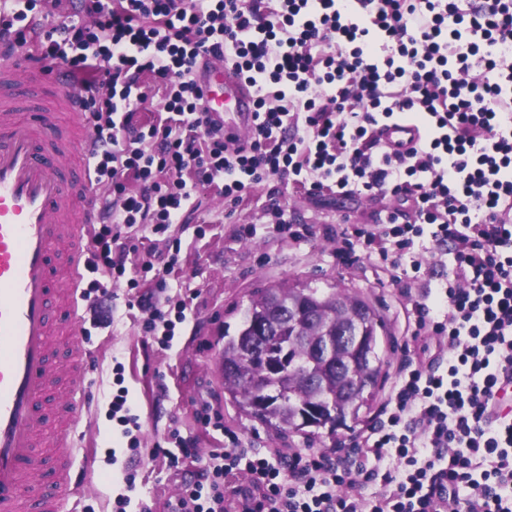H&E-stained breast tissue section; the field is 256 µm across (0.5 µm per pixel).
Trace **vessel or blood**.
<instances>
[{
  "label": "vessel or blood",
  "instance_id": "vessel-or-blood-1",
  "mask_svg": "<svg viewBox=\"0 0 512 512\" xmlns=\"http://www.w3.org/2000/svg\"><path fill=\"white\" fill-rule=\"evenodd\" d=\"M194 81L225 135L256 123L254 93L235 69L201 60ZM58 85L42 103L44 83ZM76 90L24 53L0 56V512H65L76 495L73 459L55 463V481L38 476L44 449L74 447L89 404L91 352H71L67 377L54 361L56 338L77 336L86 272L87 228L95 199ZM418 125L383 127V143L412 146Z\"/></svg>",
  "mask_w": 512,
  "mask_h": 512
}]
</instances>
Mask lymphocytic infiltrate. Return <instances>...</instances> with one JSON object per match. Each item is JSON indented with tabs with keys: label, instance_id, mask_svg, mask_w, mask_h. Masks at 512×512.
I'll list each match as a JSON object with an SVG mask.
<instances>
[{
	"label": "lymphocytic infiltrate",
	"instance_id": "obj_1",
	"mask_svg": "<svg viewBox=\"0 0 512 512\" xmlns=\"http://www.w3.org/2000/svg\"><path fill=\"white\" fill-rule=\"evenodd\" d=\"M0 0V41L79 88L98 147L90 167L101 221L82 292L112 323L105 277L126 272L140 235L162 236L210 186L239 205L259 184L313 194L392 196L340 254L379 244L393 283L416 286L407 319L423 337L396 370L374 422L335 456L245 446L211 451L168 512H512V0ZM226 58L251 85L258 124L246 143L216 132L192 70ZM478 80H469L471 72ZM162 92L152 120L138 114ZM408 117L411 147L379 124ZM137 191L126 188L127 181ZM162 268L130 279L144 335L169 348Z\"/></svg>",
	"mask_w": 512,
	"mask_h": 512
}]
</instances>
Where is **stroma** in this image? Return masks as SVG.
<instances>
[{
  "label": "stroma",
  "mask_w": 512,
  "mask_h": 512,
  "mask_svg": "<svg viewBox=\"0 0 512 512\" xmlns=\"http://www.w3.org/2000/svg\"><path fill=\"white\" fill-rule=\"evenodd\" d=\"M283 201L289 218L295 226L308 227V235L287 238L266 231L273 217L265 186L251 190L234 208L216 191L201 190L198 209L186 215L184 224L171 226L169 233L180 238L181 252L158 305L170 311L182 300L191 313L177 325L169 349H161L143 334L142 311L126 305L127 280L134 277V269H127L125 279L112 284L116 300L111 326L88 328L78 340L79 346L96 357L88 375L94 394L88 428L78 443L83 452L95 457L96 472L89 476L85 491L69 501L73 512H114L115 499L123 493L131 497L127 512H136L142 500L154 512H166L169 499L180 493L185 481L194 479L199 468L198 463L188 462L175 471L166 461L153 458L156 445H167L175 431L193 438L205 458L223 446L227 430L253 448L330 452L371 423L373 410L379 409L384 398L380 390L371 402V412L359 422L333 434L323 429L308 437L278 433L224 398V335L237 330L243 311L263 288H335L363 300L378 318L383 374H391L394 363L414 346L405 325V288L387 282L375 260L365 258L353 265L336 260L342 245L336 235L338 225L371 223L374 212L393 206V199L339 198L329 193L312 196L290 188ZM244 224L256 226L255 237L240 236ZM119 363L124 366L120 374L115 371ZM121 386L128 389L141 416L139 443L134 448L110 416L112 393ZM204 404L218 415L219 425L199 419L197 411ZM128 473L135 476L131 492L123 480Z\"/></svg>",
  "instance_id": "35a3bbf8"
}]
</instances>
